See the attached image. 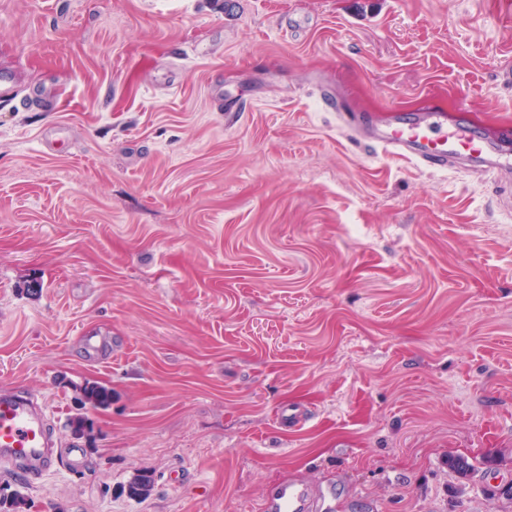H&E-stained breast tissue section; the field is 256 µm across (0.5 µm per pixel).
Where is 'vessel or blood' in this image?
Instances as JSON below:
<instances>
[{"label": "vessel or blood", "instance_id": "obj_1", "mask_svg": "<svg viewBox=\"0 0 512 512\" xmlns=\"http://www.w3.org/2000/svg\"><path fill=\"white\" fill-rule=\"evenodd\" d=\"M339 123L381 153L444 169L456 161L489 173L502 164L494 139L464 124L448 125L439 112L394 116L386 124L337 110ZM0 461L21 467L31 481L40 480L59 460L43 410L13 393L0 394ZM320 498L306 484H285L260 502V512H319Z\"/></svg>", "mask_w": 512, "mask_h": 512}]
</instances>
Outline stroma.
<instances>
[{"instance_id":"35a3bbf8","label":"stroma","mask_w":512,"mask_h":512,"mask_svg":"<svg viewBox=\"0 0 512 512\" xmlns=\"http://www.w3.org/2000/svg\"><path fill=\"white\" fill-rule=\"evenodd\" d=\"M1 69L0 391L84 463H0V494L259 512L305 482L330 512H512V179L383 155L323 102L440 111L512 156V0H0ZM89 383L112 403L79 439Z\"/></svg>"}]
</instances>
